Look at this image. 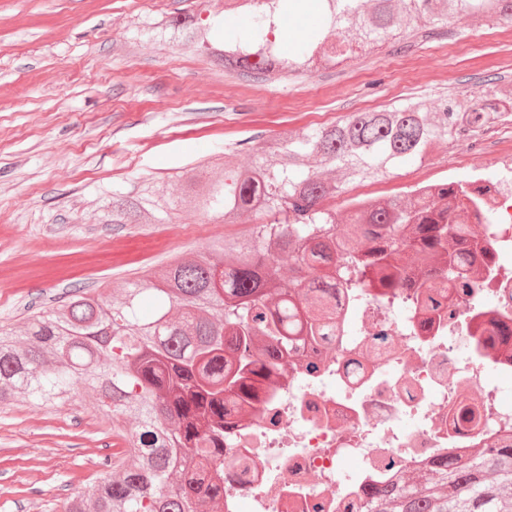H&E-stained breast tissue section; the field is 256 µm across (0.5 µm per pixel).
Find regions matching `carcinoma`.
I'll use <instances>...</instances> for the list:
<instances>
[{"label":"carcinoma","instance_id":"carcinoma-1","mask_svg":"<svg viewBox=\"0 0 512 512\" xmlns=\"http://www.w3.org/2000/svg\"><path fill=\"white\" fill-rule=\"evenodd\" d=\"M323 28L283 52L272 41L285 12L301 0H263L247 33L218 56L232 70L293 74L318 56L342 58L352 41L384 43L400 27L393 0H323ZM404 9L440 21L461 16L512 20V0H406ZM512 113V90L462 103L421 101L355 112L327 129L308 130L263 148L240 167L224 151V176L206 180L200 163L184 180L196 207L246 233L213 240L131 284L114 307L81 293L25 326L26 343L0 329V403L23 394L36 405L63 404L74 385L99 395L123 448L112 476L63 503V512H223L226 417L259 399L258 382L281 359L323 335L336 318L334 289L431 288L446 280L474 288L469 265L480 250L474 228L452 221L448 196L483 213L486 201L463 181L428 196L415 187L383 199L354 198L337 222L328 199L346 186L389 178L424 161L462 127ZM342 171L330 182L317 166ZM176 207L148 182L112 193L107 224L159 221ZM153 312L140 314L144 300ZM128 418L136 427L124 431ZM368 512H512V444L483 448L465 462L440 459L370 495Z\"/></svg>","mask_w":512,"mask_h":512}]
</instances>
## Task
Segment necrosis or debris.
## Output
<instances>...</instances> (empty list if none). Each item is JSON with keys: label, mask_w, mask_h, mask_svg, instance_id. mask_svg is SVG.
<instances>
[{"label": "necrosis or debris", "mask_w": 512, "mask_h": 512, "mask_svg": "<svg viewBox=\"0 0 512 512\" xmlns=\"http://www.w3.org/2000/svg\"><path fill=\"white\" fill-rule=\"evenodd\" d=\"M467 150L476 170L499 172L487 212L469 219L487 250L473 295L450 288L436 305L427 288L341 289L337 328L225 427L224 512H367L394 476L512 438V336L482 341L512 326V154Z\"/></svg>", "instance_id": "obj_1"}]
</instances>
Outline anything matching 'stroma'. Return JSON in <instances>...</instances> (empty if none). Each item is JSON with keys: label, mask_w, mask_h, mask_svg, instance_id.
I'll return each instance as SVG.
<instances>
[{"label": "stroma", "mask_w": 512, "mask_h": 512, "mask_svg": "<svg viewBox=\"0 0 512 512\" xmlns=\"http://www.w3.org/2000/svg\"><path fill=\"white\" fill-rule=\"evenodd\" d=\"M321 15L320 0L283 14L281 48L307 38ZM213 16L227 42L249 23L241 0H0V325L20 328L78 291L120 303L144 269L245 229L188 201L164 224H106L100 211L113 191L228 147L251 162L270 139L320 120L512 87V38H488L489 19L417 16L384 45H354L347 59L316 60L277 87L145 31ZM425 173L476 177L454 142L385 185L397 194ZM96 403L78 384L63 406L0 405V512H60L111 475L121 440Z\"/></svg>", "instance_id": "35a3bbf8"}]
</instances>
